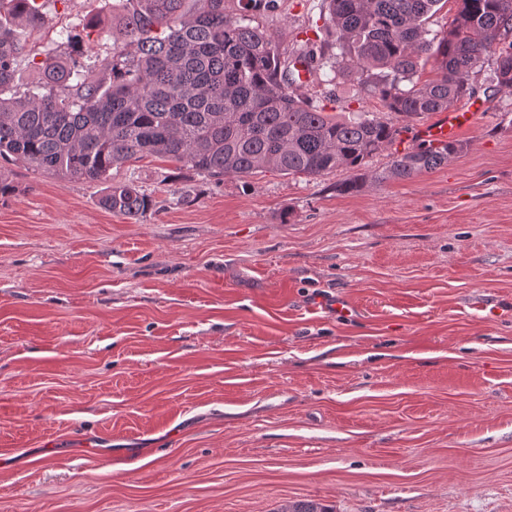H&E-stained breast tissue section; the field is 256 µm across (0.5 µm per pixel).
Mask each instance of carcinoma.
<instances>
[{
	"label": "carcinoma",
	"instance_id": "obj_1",
	"mask_svg": "<svg viewBox=\"0 0 512 512\" xmlns=\"http://www.w3.org/2000/svg\"><path fill=\"white\" fill-rule=\"evenodd\" d=\"M123 0L112 15V55L91 67L72 58L77 35L64 28L45 53L35 92L15 83L35 47L18 32L48 24L28 0H0V159L61 180L105 185L101 205L136 219L153 206L112 168L160 156L208 177L265 172L317 177L338 169L354 193L368 159L395 144L401 128L368 112L337 119L311 96H294L293 58L259 18L279 0ZM331 40L295 50L311 83L346 73L406 119L453 109L465 98L512 90V0H455L440 32L429 20L447 0H324ZM493 68L476 80L487 59ZM431 66L434 76L419 72ZM464 150L458 140L391 153L386 178L436 170Z\"/></svg>",
	"mask_w": 512,
	"mask_h": 512
}]
</instances>
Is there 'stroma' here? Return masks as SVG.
<instances>
[{
  "label": "stroma",
  "mask_w": 512,
  "mask_h": 512,
  "mask_svg": "<svg viewBox=\"0 0 512 512\" xmlns=\"http://www.w3.org/2000/svg\"><path fill=\"white\" fill-rule=\"evenodd\" d=\"M112 3L47 0L26 38L100 15L93 65ZM320 4L263 22L320 45ZM297 91L396 119L344 77ZM483 106L463 153L356 194L148 156L112 171L153 199L134 220L10 166L0 512H512V92Z\"/></svg>",
  "instance_id": "stroma-1"
}]
</instances>
